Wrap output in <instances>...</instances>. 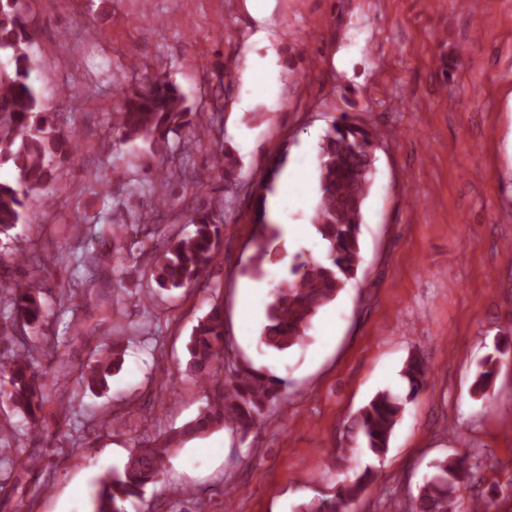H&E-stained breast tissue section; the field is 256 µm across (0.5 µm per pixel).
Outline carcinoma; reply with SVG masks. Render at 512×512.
Instances as JSON below:
<instances>
[{
  "label": "carcinoma",
  "mask_w": 512,
  "mask_h": 512,
  "mask_svg": "<svg viewBox=\"0 0 512 512\" xmlns=\"http://www.w3.org/2000/svg\"><path fill=\"white\" fill-rule=\"evenodd\" d=\"M35 30L30 25L22 0H0V166L9 167L14 177L0 181V234H8L25 218L27 203L36 191L46 188L52 179L56 158L72 156L77 151L72 131L61 130L52 123L41 102V94L32 81L37 62L33 47ZM114 112L119 120L113 126V140L108 147L141 140L155 153L169 148V134L185 130L195 141H203V124L191 119L179 86L167 76L142 79L129 89L120 87ZM377 135L368 128L343 116L332 122L319 145L317 163V204L311 219L323 242L321 260H299L291 266L290 276L280 280L272 290L266 312V324L259 344L271 352L283 353L303 346L319 311L336 300L346 285L355 279L362 261L361 224L365 202L373 177V147ZM224 179L236 181L237 160L234 153L218 145ZM287 160V152H276L269 161L264 189L271 188ZM182 178L197 180L187 170H166L157 180L154 193L166 195L167 182ZM222 209L202 206L191 211L194 231L187 237L170 238L164 252L149 266V279L158 288L173 290L204 288L209 266L218 256L221 240ZM158 233L154 224H122L112 228L116 253L139 260L144 255L145 240ZM112 258V252L85 249L75 262L97 268ZM16 263L30 266L23 279H0V295L7 299L13 315L12 338L20 343L24 337L17 330L34 333L46 323L47 310L41 294L53 286L44 277L40 256L22 253ZM124 336L99 344L93 349L91 363L79 371L81 384L91 390L108 388V379L120 372L125 355ZM187 372L210 394L198 416L176 434L160 443H148L133 452L120 469L98 480L94 512H129V506L145 489L158 483L164 474L168 448L186 437H196L219 427L233 426L249 431L264 415L267 405L288 395V380L270 376L254 366L234 369L220 381L224 358V307L211 305L192 331ZM64 357H59L50 371L38 368V355L28 350L0 363V403L27 418L38 434L49 430L42 425L43 409L48 401V386L67 377ZM495 374V365L484 364L477 373L474 392L485 393ZM408 394L401 398L385 390L377 393L351 419L346 436L354 445L362 444L375 456L386 454L390 436L401 420L406 402L428 386L429 371L421 358L410 359L402 370ZM12 429L4 427L0 435V454L11 460L9 476L0 489L17 493L36 470L35 453L14 446ZM482 464L463 455L445 458L434 465L416 496L413 512H455V493L466 483L475 482ZM376 472L365 468L344 484L334 497L303 506L304 512H340L348 509L365 489L374 483ZM512 487L496 488L489 501L473 502V512H490L495 498H507Z\"/></svg>",
  "instance_id": "cac0c4a2"
}]
</instances>
